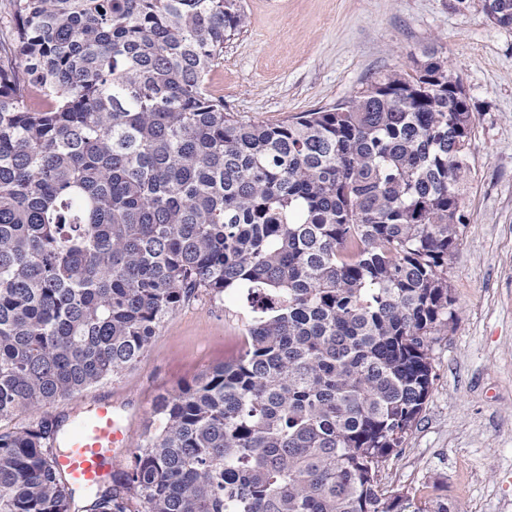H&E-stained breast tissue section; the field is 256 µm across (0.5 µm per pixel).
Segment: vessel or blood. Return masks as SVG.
Wrapping results in <instances>:
<instances>
[{"label": "vessel or blood", "instance_id": "1", "mask_svg": "<svg viewBox=\"0 0 512 512\" xmlns=\"http://www.w3.org/2000/svg\"><path fill=\"white\" fill-rule=\"evenodd\" d=\"M128 441L129 430L111 401H99L91 415L70 432L67 449L57 457L56 466L73 489L89 488L103 480L113 455L126 448Z\"/></svg>", "mask_w": 512, "mask_h": 512}]
</instances>
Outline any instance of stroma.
I'll list each match as a JSON object with an SVG mask.
<instances>
[{"instance_id": "stroma-1", "label": "stroma", "mask_w": 512, "mask_h": 512, "mask_svg": "<svg viewBox=\"0 0 512 512\" xmlns=\"http://www.w3.org/2000/svg\"><path fill=\"white\" fill-rule=\"evenodd\" d=\"M247 25L224 46L211 90L235 116L276 124L347 100L412 55L443 46L473 113L466 225L448 262L458 321L433 343L435 379L382 484L450 512H512V31L448 0H243ZM245 312L198 293L169 315L132 368L0 422L21 429L87 416L102 398L134 439L155 403L242 348Z\"/></svg>"}]
</instances>
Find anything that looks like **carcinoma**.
<instances>
[{"instance_id":"obj_1","label":"carcinoma","mask_w":512,"mask_h":512,"mask_svg":"<svg viewBox=\"0 0 512 512\" xmlns=\"http://www.w3.org/2000/svg\"><path fill=\"white\" fill-rule=\"evenodd\" d=\"M512 29V0H449ZM242 0H10L0 40V421L110 379L198 291L245 346L161 398L86 512H448L378 472L453 328L472 111L437 47L278 124L209 75ZM49 426L0 432V512H71Z\"/></svg>"}]
</instances>
